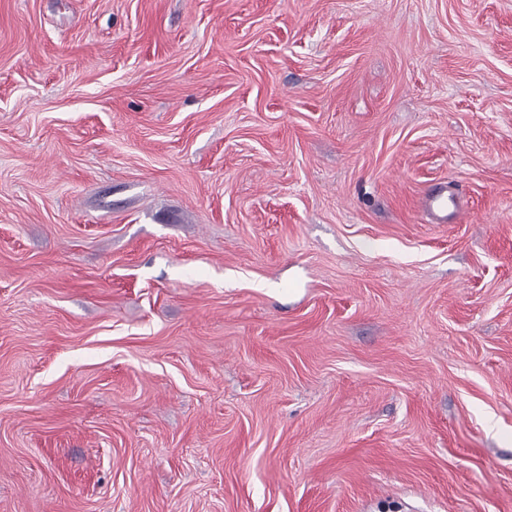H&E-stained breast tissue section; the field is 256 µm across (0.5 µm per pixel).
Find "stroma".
<instances>
[{
	"label": "stroma",
	"instance_id": "35a3bbf8",
	"mask_svg": "<svg viewBox=\"0 0 512 512\" xmlns=\"http://www.w3.org/2000/svg\"><path fill=\"white\" fill-rule=\"evenodd\" d=\"M0 512H512V0H0Z\"/></svg>",
	"mask_w": 512,
	"mask_h": 512
}]
</instances>
